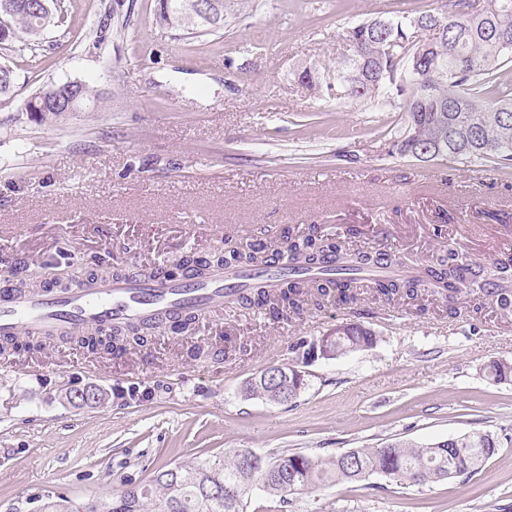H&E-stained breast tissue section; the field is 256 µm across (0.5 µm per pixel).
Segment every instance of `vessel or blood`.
Masks as SVG:
<instances>
[{"label":"vessel or blood","mask_w":512,"mask_h":512,"mask_svg":"<svg viewBox=\"0 0 512 512\" xmlns=\"http://www.w3.org/2000/svg\"><path fill=\"white\" fill-rule=\"evenodd\" d=\"M282 270L226 275L211 270L200 280L172 283L165 266H156L151 278H108L90 285L77 284L67 291L41 288L23 292L0 288V337L56 339L113 324L154 326L187 315L204 316L232 301L231 284L267 291L277 287Z\"/></svg>","instance_id":"obj_1"}]
</instances>
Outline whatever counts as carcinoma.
<instances>
[{"label": "carcinoma", "instance_id": "obj_1", "mask_svg": "<svg viewBox=\"0 0 512 512\" xmlns=\"http://www.w3.org/2000/svg\"><path fill=\"white\" fill-rule=\"evenodd\" d=\"M12 11L0 16L9 37L0 36V50L30 51L39 48L33 31L47 29L61 20L62 10L39 16L26 7V0H13ZM163 23L194 39L224 30V0H215L212 15L191 14L190 0H165ZM355 59L350 67L336 68L338 93L354 101L375 100L404 113V120L387 133L388 152L419 158L421 150L442 146L443 158H475L512 166V92L503 90L502 68L512 62V0H480L475 10L471 0H448L441 11L413 13L400 10L390 17L362 22L346 30ZM414 79L403 78L407 67ZM328 68L306 67L299 78L317 91L329 89ZM290 259L312 272L290 278L277 295L266 299L275 317L298 314L306 306L320 308L336 297L342 304L358 303V274L380 266L400 267L402 272L373 279V297L386 302L417 301L421 288L459 291L463 265L448 251L432 265L406 264L394 252L371 253L351 249L346 242L316 228L288 239ZM271 258L261 246L249 245L216 262L192 257L180 267L201 277L215 267L264 268ZM481 280V292L491 296L499 310L512 311V293L492 277L491 268L471 273L467 282ZM119 331H90L72 337V342L93 350H109L104 337ZM378 336L359 323L344 336L329 341L340 357L374 348ZM495 381L512 377V364L493 361L487 366ZM298 389L287 368L271 382L257 375L245 385V395L276 402L282 387ZM498 450L495 438L470 433L456 438L455 446L437 441L418 444L395 440L380 448H355L352 460L339 456L310 458L300 452L265 457L262 470L247 469L243 458L251 449L233 448L215 460L182 463L158 469L152 479L140 483L137 496L118 491L109 497H94L67 507L62 498L43 502L44 512H244V500L258 489L285 501L301 491L332 482H361L374 474L402 485L424 486L447 478L448 473L470 474Z\"/></svg>", "mask_w": 512, "mask_h": 512}]
</instances>
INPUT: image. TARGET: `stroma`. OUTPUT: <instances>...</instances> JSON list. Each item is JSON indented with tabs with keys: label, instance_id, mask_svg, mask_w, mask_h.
Returning <instances> with one entry per match:
<instances>
[{
	"label": "stroma",
	"instance_id": "1",
	"mask_svg": "<svg viewBox=\"0 0 512 512\" xmlns=\"http://www.w3.org/2000/svg\"><path fill=\"white\" fill-rule=\"evenodd\" d=\"M37 58L0 54L16 97L0 103V262L35 267L111 253L121 273L204 256L225 237L284 250L310 226L353 247L427 263L446 250L487 265L512 249V169L388 154L404 114L312 94L303 67L351 53L346 26L445 0H226L224 33L159 23V0H62ZM79 81L98 106L39 124L40 88ZM476 294L423 291L418 306L329 302L276 321L238 306L185 333L117 353L56 343L0 359V512L40 492L74 501L148 481L164 465L230 448L326 458L393 439L492 433L472 474L422 487L381 475L291 495L250 494L246 512H512V316L474 312ZM456 314H449V307ZM359 323L373 349L309 365L291 401L245 396L260 371L292 362L301 339ZM95 386L96 405L65 395Z\"/></svg>",
	"mask_w": 512,
	"mask_h": 512
}]
</instances>
